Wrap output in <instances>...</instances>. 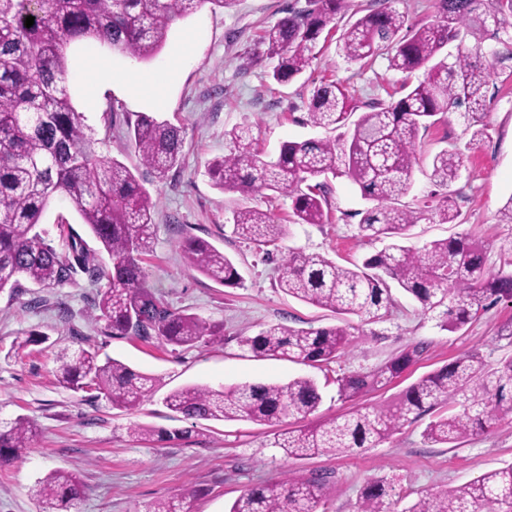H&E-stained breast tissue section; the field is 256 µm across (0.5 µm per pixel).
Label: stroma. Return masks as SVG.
Here are the masks:
<instances>
[{
    "mask_svg": "<svg viewBox=\"0 0 512 512\" xmlns=\"http://www.w3.org/2000/svg\"><path fill=\"white\" fill-rule=\"evenodd\" d=\"M305 0H238L231 10L203 7L172 22L163 50L145 62L112 56V83L102 92L97 111L84 119L106 144L104 153L126 164L157 202L152 247L142 266L151 289L171 307L223 324V342L176 349L155 341L110 336L88 313L98 286L85 277L55 288L26 285L16 294L0 293V422L25 415L39 425L31 448L18 459L0 463V512H36L32 491L55 469L77 473L86 497L80 512H146L158 499L185 497L191 512H228L243 490L298 474L325 475V512H354L368 481L393 483L409 507L421 494L449 489L488 471L512 464V413L491 428L454 444H436L424 430L428 417L402 425L388 440L348 456L284 458L270 447L271 429L249 421H207L182 440L157 442L131 434L132 424L177 430L188 423L162 403L171 390L186 385L212 388L244 382L285 383L296 377L314 379L322 395L318 416L342 415L362 405H387L421 377L471 353L489 365L512 357V301L502 300L481 312L462 329L441 330L434 315L403 292L381 321L352 318L353 329L340 358L318 368L277 359H257L243 351L237 338L266 325L328 327L340 316L288 297L277 286V264L232 234L230 207L271 210L287 224L289 235L280 252L295 249L321 254L348 266L376 253L382 242L358 233L368 208L358 187L344 177H328L331 204L325 224H294L288 196L222 192L207 173L213 160L234 152L228 133L252 129L254 146L273 157L286 141L324 137L309 123L308 109L315 88L343 85L357 106L395 101L404 94L403 76L391 69L387 51L366 64L350 62L337 48L342 24L329 25L320 36L306 70L286 84L271 77L274 62L266 57L265 30ZM192 50L183 59L167 94L153 103L130 96L124 76L135 68L144 75L165 69L183 42ZM490 90L493 102L485 118L487 134L470 142L455 118H442L420 130L412 164L410 193L400 208L419 211L452 194L460 216L456 223L419 220L411 229L410 246L419 248L439 239L466 235L487 248V265L503 264L500 247L512 237V224L498 221V211L512 196V72L497 71ZM142 113L154 115L185 131L182 162L167 177L144 166L129 139V127ZM464 154V167L450 188L436 185L432 159L449 146ZM41 228L48 242L61 247L67 236L81 237L88 249L99 244L83 224L74 203L52 201ZM204 239L232 257L243 278L227 288L191 271L179 248L182 237ZM71 312L61 319L59 306ZM47 335L42 345L17 352L15 338L30 332ZM425 343L420 357L398 378L370 389L354 401L341 399L338 378L366 372L416 343ZM90 345L100 357L123 361L153 375L159 387L134 413L115 408L105 396L75 392L56 377L60 350Z\"/></svg>",
    "mask_w": 512,
    "mask_h": 512,
    "instance_id": "1",
    "label": "stroma"
}]
</instances>
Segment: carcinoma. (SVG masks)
<instances>
[{
    "label": "carcinoma",
    "mask_w": 512,
    "mask_h": 512,
    "mask_svg": "<svg viewBox=\"0 0 512 512\" xmlns=\"http://www.w3.org/2000/svg\"><path fill=\"white\" fill-rule=\"evenodd\" d=\"M228 9L236 0H0V292L15 293L25 279L38 286L63 285L79 273L93 283L106 281L94 301L93 319L113 336L158 339L170 346L198 347L224 341V325L185 310L172 309L150 291L141 256L150 251L157 203L131 170L99 154L75 110L65 85L72 45L94 40L112 51L142 61L164 48L172 22L205 4ZM344 28L340 49L347 60L373 58L386 44L390 67L410 74L424 70L417 84L397 101L366 105L349 135L338 144L329 138L285 141L271 160L251 147L247 128L227 133L235 151L213 163L210 175L223 192L270 190L291 198L293 223L324 224L329 207L325 184L311 180L328 173L347 177L364 198L377 202L365 211L361 237L385 247L352 268L320 254L288 251L278 265L283 292L338 315L365 322L381 320L393 302L390 282L438 317L442 330L455 332L491 303L512 300V270L493 273L486 267L483 245L462 238L435 240L421 249L405 244L419 216L397 207L411 189L412 156L420 129L439 115L455 114L471 140L483 137L491 103L490 80L512 62V0H438L436 19L404 29L405 17L392 0ZM349 0H306L288 10L266 30L263 43L277 64L272 77L292 81L309 67L322 31L349 10ZM34 24L25 27L26 17ZM474 43H467V37ZM456 51L443 53L450 43ZM350 104L334 84L314 90L309 121L334 129L344 122ZM130 140L142 162L163 178L180 163L181 128L143 113ZM436 182L449 186L460 177L461 154L444 149L432 161ZM77 207L83 224L111 259L102 265L96 252L74 237L56 250L39 230L42 215L55 198ZM442 224L458 211L452 197L435 206ZM232 234L270 254L288 236V225L269 210L246 207L232 212ZM181 249L191 270L229 288L241 285L234 261L209 242L187 237ZM352 325L296 328L272 324L238 337L240 347L258 358L277 357L311 366L339 358ZM424 351L417 343L370 372L337 379L339 395L360 397L376 384L398 376ZM58 381L74 391H97L112 407L132 412L147 402L159 380L116 359L100 361L83 347L58 355ZM316 382L297 377L284 384L243 383L214 389L184 386L163 399L186 420L250 421L276 425L269 445L289 459L349 455L373 448L402 425L425 414L434 419L427 439L452 444L474 431L490 428L512 410V359L489 366L478 353L463 356L420 378L395 403L362 406L300 429L283 426L306 420L319 408ZM140 438L181 440L189 430H155L134 424ZM35 420L14 419L0 427V462H9L31 447ZM325 477L299 474L244 490L229 512H319ZM393 487L368 483L357 512H390ZM85 496L77 474L57 469L38 481L37 512H75ZM407 512H512V465L480 475L449 490L421 496Z\"/></svg>",
    "instance_id": "1"
}]
</instances>
